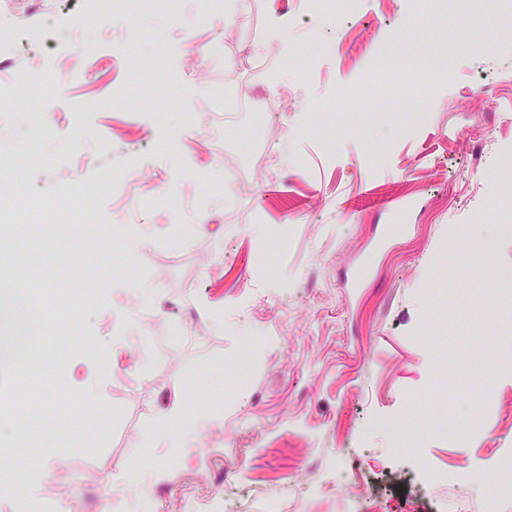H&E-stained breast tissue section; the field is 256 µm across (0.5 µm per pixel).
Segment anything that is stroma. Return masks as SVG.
<instances>
[{
	"mask_svg": "<svg viewBox=\"0 0 512 512\" xmlns=\"http://www.w3.org/2000/svg\"><path fill=\"white\" fill-rule=\"evenodd\" d=\"M79 22L67 50L96 46L95 72L0 107V206L31 191L50 206L86 198L94 242L46 272L24 244L0 263L23 289L71 270L99 275L105 300L73 302L52 343L0 361V408L24 401L104 417L67 444L0 441V512L20 501L57 512H346L326 486L352 474L378 512H512L491 500L496 461L512 455V0H349L348 16L307 0H222L200 25L196 0H123ZM197 44L189 46L184 34ZM140 57L120 53L130 36ZM167 49L165 118L152 110L153 48ZM283 98L281 111H229ZM409 202L406 210L398 202ZM493 242L481 261L443 268L455 225ZM286 231L288 247L273 239ZM370 262L364 287L347 280ZM470 315H461V308ZM278 323L243 376L242 348ZM263 335V334H262ZM68 348L62 380L29 389L35 360ZM492 354L501 408L443 371ZM183 400L201 426L192 449L170 440L129 454ZM469 404L480 432L422 436L396 455L371 419L437 416ZM434 469L480 470L475 484L422 485ZM52 480H44V470ZM124 481H115L116 473Z\"/></svg>",
	"mask_w": 512,
	"mask_h": 512,
	"instance_id": "stroma-1",
	"label": "stroma"
}]
</instances>
